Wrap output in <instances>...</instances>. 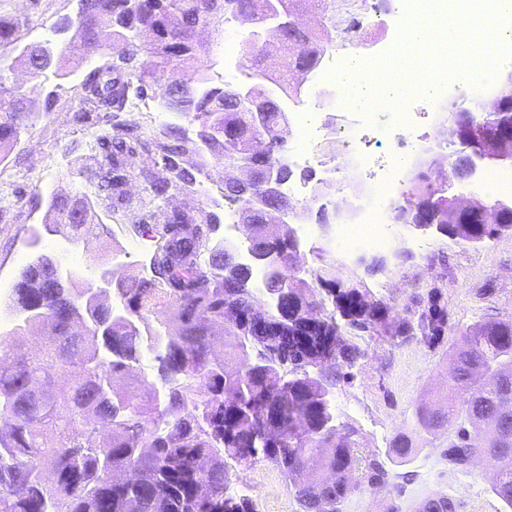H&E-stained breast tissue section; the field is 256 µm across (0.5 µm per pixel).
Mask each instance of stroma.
<instances>
[{
    "label": "stroma",
    "mask_w": 512,
    "mask_h": 512,
    "mask_svg": "<svg viewBox=\"0 0 512 512\" xmlns=\"http://www.w3.org/2000/svg\"><path fill=\"white\" fill-rule=\"evenodd\" d=\"M77 0H0V19L18 21L22 42L52 40L62 46L68 34L59 30L64 17L74 15ZM233 45V69L224 64V34L200 29L199 40L207 50L209 83L220 87L242 79L243 43L250 28L237 25ZM94 58L80 60L63 79L41 78L11 63L0 64V80L27 91L37 89L48 99V107L34 124L23 132L12 151L0 159V284L14 287L21 268L41 252L58 257L63 264L85 271L93 260L103 259L120 268L146 274L148 259L155 250V239L133 230L132 215L141 214L140 200L145 181L162 172L161 154L141 153L135 171L123 187L122 199L100 200L99 208L110 235L72 236L64 229L43 235L38 246H31L30 232L41 227L52 197L62 194L93 196L90 176L101 160L97 139L111 135L113 127L126 123L128 113L113 116L93 111L81 99V84L97 66ZM138 121L147 130L162 134L179 127L190 140L196 139L198 125L188 117L165 111L158 101L145 98L138 103ZM183 167L196 177L184 190L171 192L165 210L184 211L195 216L210 215L216 230L213 241L239 246L241 233H228L225 225L236 205L224 199V159L206 150L189 151L182 157ZM403 242L396 254L369 253L353 261L352 279L375 297L385 296L384 282H402L396 297L403 304L434 283H442L448 295V322L464 327L497 310L512 309V236L484 242L481 246L460 248L436 230H417L401 225ZM430 243L429 252L416 249V242ZM447 255L452 272L440 279L438 255ZM491 296H483V289ZM351 344L362 355L348 376L337 384L333 402L340 424L355 428L365 453L385 454L396 440H405L411 450L407 465L413 478L402 492L392 488L355 487L350 512H411L413 500L428 491L454 499L457 512H502V504L492 491L495 469L487 459L473 463L466 471L451 472L442 462L446 440L419 436L407 424L416 405L445 394L451 368L449 347L429 348L415 340L392 341L366 334L349 335ZM229 485L251 484L248 494L254 512H303L291 492L287 478L262 458L248 462L226 460Z\"/></svg>",
    "instance_id": "stroma-1"
}]
</instances>
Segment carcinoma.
I'll use <instances>...</instances> for the list:
<instances>
[{"mask_svg": "<svg viewBox=\"0 0 512 512\" xmlns=\"http://www.w3.org/2000/svg\"><path fill=\"white\" fill-rule=\"evenodd\" d=\"M292 18L304 9L319 17L336 15V0H287ZM269 0H86V7L64 22L85 50L84 57L104 63L83 83V101L99 112H125L131 98L154 93L162 107L199 125L197 149L224 156V199L238 206V223L248 226L256 253L282 254L288 266L299 261L300 243L287 224H272L249 214L260 200L265 211L288 206L285 195L266 198L265 172L275 168L284 181L294 176L279 134L284 110L275 89L291 88L288 74L274 78L255 67L274 51L295 50L297 66L318 61L324 32L289 22L283 38H250L244 45V80L223 87L205 86L198 69L204 48L196 40L201 27L218 28L230 19L243 25L265 21ZM19 24L0 20V57L14 58L35 76L63 77L61 55L50 43H23ZM45 108L36 92L0 81V158ZM265 114L262 127L250 115ZM512 116V89L498 95V112L481 132L486 155L504 141L495 125ZM125 124L103 139L108 168L97 174L98 193L117 192L125 184L123 168L141 150L156 147L174 178L155 177L156 197L192 185L195 177L179 167L188 151L171 130L164 140L145 139ZM448 178L416 177L414 198L442 191ZM456 197L443 195L434 215L439 233L456 246L473 240L512 236V209L494 214V223L476 225ZM85 196L54 197L45 226L68 227L78 234L100 224ZM216 225L184 212L161 213L154 224L135 232L158 241L150 259L151 275L117 270L112 274L115 304L98 299L93 284L77 288L79 276H54L50 256L42 253L19 272L10 307L23 326L39 333L41 350L18 351L11 335L0 336V418L9 422L0 435V512H252L249 499L226 493L227 457L247 461L260 454L288 477L304 512H346L353 490L350 475L361 473L369 487L388 485L390 470L377 458L361 455L357 432L335 424L333 389L344 379L342 367L360 356L346 332L393 339L418 336L429 348L454 336L456 370L448 377V395L417 406L412 428L427 435L444 431L448 470L464 471L473 454L495 459L492 492L512 512V311L498 312L468 325H448V299L441 288L409 298L403 306L374 298L365 288L343 280L331 263L309 279L287 280L265 272L262 291L271 299L289 295L288 312L271 307L276 336H250L238 321L256 303L252 266L237 261L219 243L210 246ZM210 249L208 267L199 256ZM335 309L326 313V302ZM163 309L169 325L156 331L160 351L154 357L161 388L115 387L135 370L143 351L141 325ZM313 313L324 331L337 336L325 350L321 337L308 336L304 320ZM219 341L224 356L214 357ZM210 459L201 474L198 457ZM132 469L153 493L121 489L113 474Z\"/></svg>", "mask_w": 512, "mask_h": 512, "instance_id": "cac0c4a2", "label": "carcinoma"}]
</instances>
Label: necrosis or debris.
<instances>
[{"mask_svg":"<svg viewBox=\"0 0 512 512\" xmlns=\"http://www.w3.org/2000/svg\"><path fill=\"white\" fill-rule=\"evenodd\" d=\"M367 2L339 0L336 39L323 53L312 79L313 97L329 96L335 122L324 123L321 113L301 107L288 126L293 144L289 163L321 172L325 186L320 192L303 184L292 185L288 195L305 204L327 196L336 211L351 213V222L337 225L333 235L344 253L383 252L400 243L395 212L408 203L417 150L432 153L439 164L448 162L451 129L436 107L449 88L468 91L479 112L491 110L495 103L489 94L493 75L449 62L445 42H431L438 61L417 78L397 56L410 21L427 19L437 28L469 27V13L452 9L453 0H394L391 11L380 19L371 14ZM375 25L384 31L376 51L362 56L355 68H348L344 48L360 43L364 30ZM376 72L407 86V95L378 91L368 80ZM325 135L339 143V155L321 151L319 140Z\"/></svg>","mask_w":512,"mask_h":512,"instance_id":"4bbe7bcc","label":"necrosis or debris"}]
</instances>
